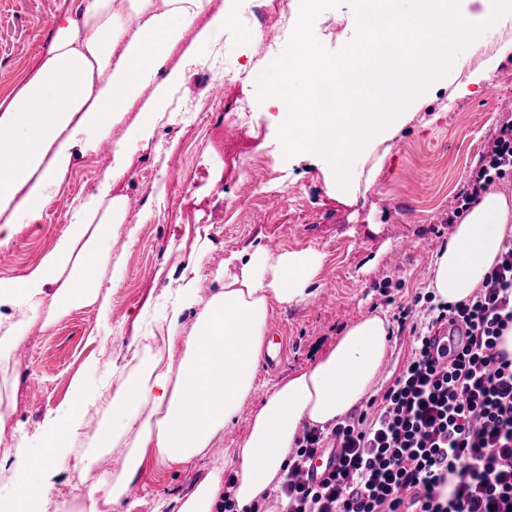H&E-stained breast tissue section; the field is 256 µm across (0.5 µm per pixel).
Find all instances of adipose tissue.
I'll list each match as a JSON object with an SVG mask.
<instances>
[{"instance_id":"1","label":"adipose tissue","mask_w":512,"mask_h":512,"mask_svg":"<svg viewBox=\"0 0 512 512\" xmlns=\"http://www.w3.org/2000/svg\"><path fill=\"white\" fill-rule=\"evenodd\" d=\"M210 0H79L76 15L58 19L51 46L36 72L0 112V215L11 223L40 221L57 192L56 173L67 159H43L62 138L86 126L107 132L155 84L186 27ZM36 188H29L31 178ZM123 196L109 186L81 200L54 248L24 276L0 280V372L26 342L31 326L49 328L75 308L106 323L112 286L124 271L106 240L134 237ZM512 235V201L489 191L453 227L431 266L436 298L457 303L473 296ZM224 286L202 297L197 260H189L163 312L168 346L179 365L162 354L137 359L133 374L119 373L111 393L79 395L75 405L47 419L39 449L18 440L10 425L13 406L0 398V467L11 465L13 491L0 512H101L135 507V480L145 458L172 466L207 456L232 426L250 396L272 303L300 304L309 296L321 257L310 250L270 254L264 247L239 254ZM194 313L192 327L184 317ZM390 323L370 313L351 323L309 367L281 378L252 416L231 464L212 463L192 490L159 500L154 512H222L225 498L237 508L260 502L279 481L304 429L336 425L369 395L387 358ZM111 402L120 420L103 447L125 445L123 471H97L90 454L77 453L79 431L92 409ZM75 457L81 491L71 501L52 500V485L36 474ZM232 483H225V471Z\"/></svg>"}]
</instances>
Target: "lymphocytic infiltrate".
Wrapping results in <instances>:
<instances>
[{
	"label": "lymphocytic infiltrate",
	"mask_w": 512,
	"mask_h": 512,
	"mask_svg": "<svg viewBox=\"0 0 512 512\" xmlns=\"http://www.w3.org/2000/svg\"><path fill=\"white\" fill-rule=\"evenodd\" d=\"M511 174L509 120L481 152L449 223ZM397 323L412 351L379 404L329 431H304L278 487L249 512H512V355L500 347L512 329V239L471 298L425 295L423 305L400 306ZM441 332L450 341L444 367L431 353ZM329 446L336 469L318 484L298 482Z\"/></svg>",
	"instance_id": "obj_1"
}]
</instances>
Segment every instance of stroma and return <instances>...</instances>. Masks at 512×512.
<instances>
[{
  "label": "stroma",
  "mask_w": 512,
  "mask_h": 512,
  "mask_svg": "<svg viewBox=\"0 0 512 512\" xmlns=\"http://www.w3.org/2000/svg\"><path fill=\"white\" fill-rule=\"evenodd\" d=\"M226 0H211L208 11L186 29L162 68L165 82L146 89L133 111L108 135L91 130L65 142L67 168L58 175L57 194L36 224L17 225L6 247L15 261L0 267V280L24 275L54 247L71 221L76 186L98 187L112 163V146L126 143L132 157L129 175L112 192L138 201L128 213L134 240L112 239L123 255L124 272L112 287L110 334L92 337L96 313L72 310L48 330L32 328L24 352L13 355L16 383L14 419L30 446L46 417L69 408L76 386L96 389L101 366L127 363L144 352L145 342L165 346L161 321L145 322V312L175 287L189 258H197L203 295L219 290L217 269L232 255L267 246L277 237L283 251L313 250L323 265L307 302L273 304L269 332L284 329L288 354L276 370L257 372L252 396L220 442L233 458L248 432L252 415L280 378L310 365L335 343L354 320L369 313L395 319L399 304L430 290V267L444 244L448 212L495 130L512 115V22L485 32V44L464 50L450 73L411 105L412 117L390 140L377 144L372 158L359 161L352 191L337 194L333 177L312 161L285 158L278 140L277 111L258 100L256 79L288 42L279 15L298 16L299 0H235L222 33L209 22ZM78 0H0V103L20 91L45 56L57 20L75 13ZM352 11L340 6L322 12L314 34L336 51L353 37ZM274 36L265 48L263 33ZM220 57L212 72L223 83L219 98L202 97L196 64ZM498 81V98L489 100L476 72ZM164 100V116L150 143L134 141L139 112ZM196 109L200 123L184 119ZM153 181L132 179L143 168ZM407 252H399L401 242ZM111 413L96 416L84 430V449L95 453L98 470L118 473L126 451L101 447ZM211 465L210 458L165 470L145 459L133 512H153L157 500L189 491Z\"/></svg>",
  "instance_id": "35a3bbf8"
}]
</instances>
